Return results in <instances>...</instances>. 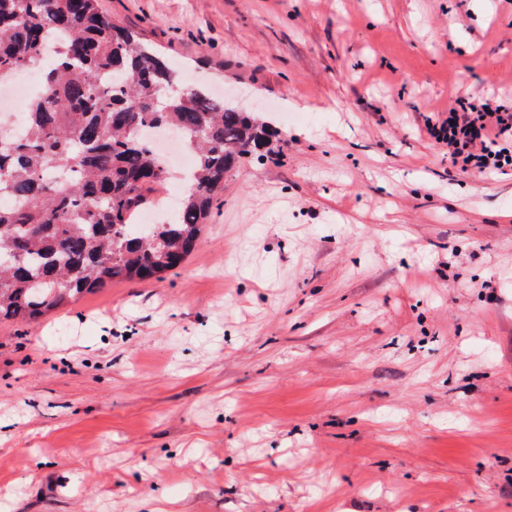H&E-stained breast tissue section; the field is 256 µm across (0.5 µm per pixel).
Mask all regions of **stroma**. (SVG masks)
Wrapping results in <instances>:
<instances>
[{
  "mask_svg": "<svg viewBox=\"0 0 512 512\" xmlns=\"http://www.w3.org/2000/svg\"><path fill=\"white\" fill-rule=\"evenodd\" d=\"M276 128L185 263L0 322V512H512V0H99ZM442 114L446 115L443 119H426L425 128L448 148L452 165L480 174L512 171V105L492 106L458 96L448 113Z\"/></svg>",
  "mask_w": 512,
  "mask_h": 512,
  "instance_id": "35a3bbf8",
  "label": "stroma"
}]
</instances>
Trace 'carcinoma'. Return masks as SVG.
Instances as JSON below:
<instances>
[{
	"label": "carcinoma",
	"instance_id": "carcinoma-1",
	"mask_svg": "<svg viewBox=\"0 0 512 512\" xmlns=\"http://www.w3.org/2000/svg\"><path fill=\"white\" fill-rule=\"evenodd\" d=\"M60 39L25 132L0 147V321L30 324L114 281L159 279L193 251L224 176L276 130L198 86L164 97L167 61L104 15L98 0H0V76L42 65ZM171 131L194 154L178 216L129 233L168 170L148 145Z\"/></svg>",
	"mask_w": 512,
	"mask_h": 512
}]
</instances>
